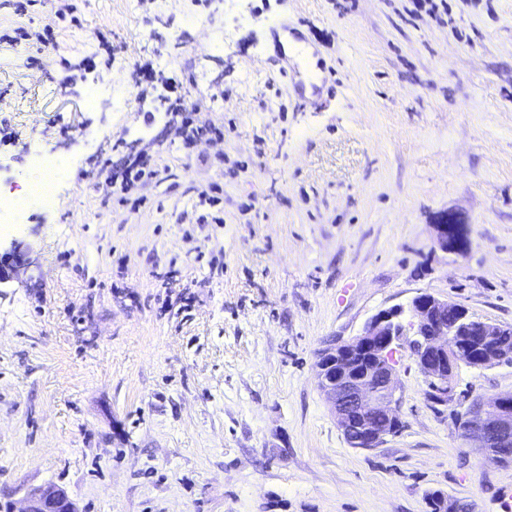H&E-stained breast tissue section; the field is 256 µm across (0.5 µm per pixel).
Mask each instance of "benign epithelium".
<instances>
[{"mask_svg": "<svg viewBox=\"0 0 512 512\" xmlns=\"http://www.w3.org/2000/svg\"><path fill=\"white\" fill-rule=\"evenodd\" d=\"M457 218L444 212L437 224V244L446 252L461 251L448 243V225ZM20 251L0 253V283L16 271ZM512 325H480L460 305L419 292L404 305L371 316L352 339L321 351L317 361L319 384L346 442L370 450L391 435L387 425L397 415L396 354L407 348L428 383L427 397L435 406L455 400L454 379L462 364L460 340L478 336L481 346L470 353L472 367L512 363V348L501 340ZM464 434L480 441L495 459H512V394L495 395L476 403L464 416ZM22 512H79L66 492L49 483L30 491Z\"/></svg>", "mask_w": 512, "mask_h": 512, "instance_id": "7a95c632", "label": "benign epithelium"}]
</instances>
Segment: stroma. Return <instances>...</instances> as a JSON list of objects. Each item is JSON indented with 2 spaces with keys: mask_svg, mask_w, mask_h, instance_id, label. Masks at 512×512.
Here are the masks:
<instances>
[{
  "mask_svg": "<svg viewBox=\"0 0 512 512\" xmlns=\"http://www.w3.org/2000/svg\"><path fill=\"white\" fill-rule=\"evenodd\" d=\"M42 66L0 39V179L63 155L50 210L0 246V502L53 482L80 512H512V463L433 409L410 351L401 431L349 447L326 346L425 291L512 325V0H58ZM299 27L335 84L299 106L269 34ZM229 29L232 53L210 51ZM117 44L123 67L99 44ZM130 92L90 107L92 82ZM192 92L220 142L187 145ZM157 169L102 195L104 160ZM464 253L437 246L443 212ZM463 401L512 365L460 367Z\"/></svg>",
  "mask_w": 512,
  "mask_h": 512,
  "instance_id": "1",
  "label": "stroma"
}]
</instances>
